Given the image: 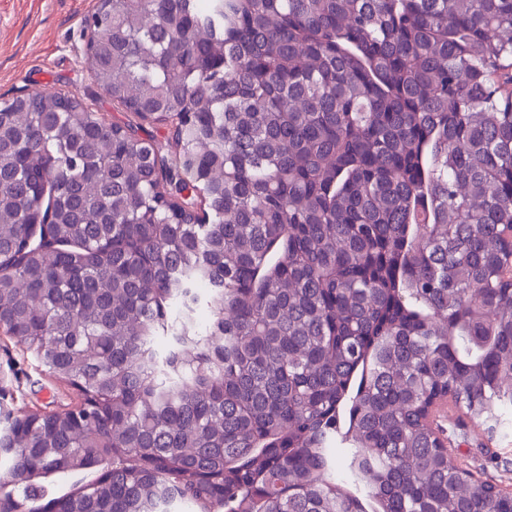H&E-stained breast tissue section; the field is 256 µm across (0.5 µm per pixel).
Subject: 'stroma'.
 I'll list each match as a JSON object with an SVG mask.
<instances>
[{"label":"stroma","instance_id":"35a3bbf8","mask_svg":"<svg viewBox=\"0 0 512 512\" xmlns=\"http://www.w3.org/2000/svg\"><path fill=\"white\" fill-rule=\"evenodd\" d=\"M95 7L96 0H0V100L35 90L72 91L107 122H134L142 138L170 140L169 126L136 121L96 87L82 59L84 22ZM78 400L32 350L0 331V411L56 412ZM458 417L451 407L439 419L453 441L452 463L467 465L477 480L512 491V411L494 441L472 424L457 426Z\"/></svg>","mask_w":512,"mask_h":512}]
</instances>
